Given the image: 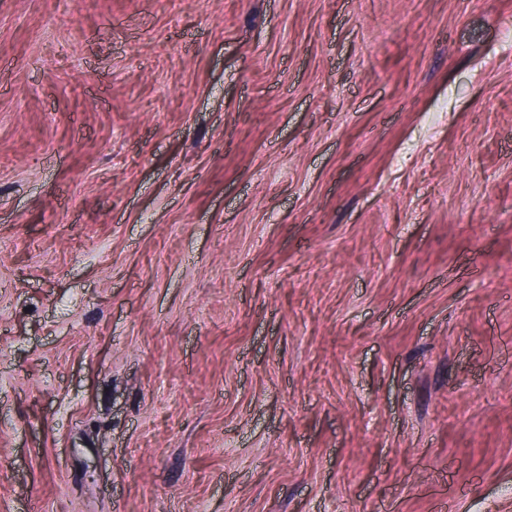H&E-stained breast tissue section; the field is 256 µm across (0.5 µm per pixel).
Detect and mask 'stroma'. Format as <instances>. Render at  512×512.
<instances>
[{
	"label": "stroma",
	"mask_w": 512,
	"mask_h": 512,
	"mask_svg": "<svg viewBox=\"0 0 512 512\" xmlns=\"http://www.w3.org/2000/svg\"><path fill=\"white\" fill-rule=\"evenodd\" d=\"M0 512H512V0H0Z\"/></svg>",
	"instance_id": "obj_1"
}]
</instances>
